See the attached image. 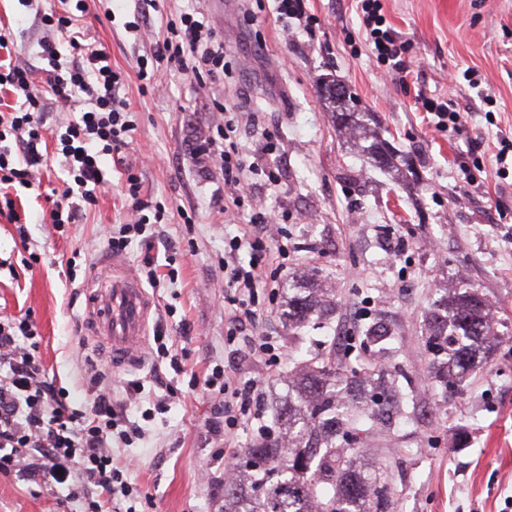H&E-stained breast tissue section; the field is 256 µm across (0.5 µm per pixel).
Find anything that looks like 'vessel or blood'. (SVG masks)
Here are the masks:
<instances>
[{"instance_id":"b4317fda","label":"vessel or blood","mask_w":512,"mask_h":512,"mask_svg":"<svg viewBox=\"0 0 512 512\" xmlns=\"http://www.w3.org/2000/svg\"><path fill=\"white\" fill-rule=\"evenodd\" d=\"M153 307L152 299L125 265L113 264L108 287L93 292L85 315L100 354L113 368H129L142 362L144 330Z\"/></svg>"}]
</instances>
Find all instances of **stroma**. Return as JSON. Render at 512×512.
I'll use <instances>...</instances> for the list:
<instances>
[{
  "instance_id": "35a3bbf8",
  "label": "stroma",
  "mask_w": 512,
  "mask_h": 512,
  "mask_svg": "<svg viewBox=\"0 0 512 512\" xmlns=\"http://www.w3.org/2000/svg\"><path fill=\"white\" fill-rule=\"evenodd\" d=\"M311 32L285 24L274 0H155L144 9L147 34L126 32L133 0L115 5L114 22L91 26L114 70L126 79L136 124L121 159L107 162L96 206L58 233L50 203L19 189L28 247L14 225L0 220V260L19 265L18 277L0 267V315L30 312L41 337L40 356L57 386L76 402L102 375L123 415L141 424L142 439L114 450L127 477L150 502L143 512H217L224 498L227 457L255 438L239 427L230 441L212 435V399L190 388L218 364L238 381L265 383L263 411L272 418L285 393L280 371L290 358L332 351L335 337L361 335L368 322L392 332L376 358L396 376L404 418H366L365 460L379 467L394 491L392 512H512V167L499 173L500 138L512 136V0H381L394 36L418 60L408 85L391 80L370 60L359 27L358 0H304ZM195 9L208 15L239 70L199 89L192 75L161 72L164 93L138 78L139 57H152L168 22ZM0 23L21 24L18 59L37 51L42 30L18 0H0ZM471 70L476 86L449 84ZM333 81L348 88L357 112L373 114L383 142L407 158L405 175L380 170L342 138L332 105L318 93ZM452 100L465 114L462 132H437L416 110V94ZM224 112H217L216 103ZM233 119L255 169L246 171L241 204L224 196L219 163L195 155L197 142ZM141 196L164 207L150 243L132 242L120 255L128 271L144 257L159 262L160 285L150 288L156 311L148 349L135 369L116 372L98 354L80 318L94 268L112 259L105 239L127 222L132 201L127 172ZM279 188H271L268 172ZM282 215L290 257L284 284L318 271L339 301L335 318L288 332L277 311L260 314L258 331L277 337L287 362L272 370L248 355L244 343L224 346V238L258 215ZM42 255L27 270L26 250ZM78 265L68 280V260ZM178 272L169 281L168 268ZM488 300L500 344L487 367L452 399L427 369L426 316L441 289L458 277ZM172 337L178 368L159 358L158 339ZM144 386L140 401L127 387ZM0 512H81L58 498L48 482L0 474Z\"/></svg>"
}]
</instances>
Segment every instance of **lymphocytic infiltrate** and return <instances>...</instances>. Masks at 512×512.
I'll use <instances>...</instances> for the list:
<instances>
[{
	"label": "lymphocytic infiltrate",
	"mask_w": 512,
	"mask_h": 512,
	"mask_svg": "<svg viewBox=\"0 0 512 512\" xmlns=\"http://www.w3.org/2000/svg\"><path fill=\"white\" fill-rule=\"evenodd\" d=\"M33 11L44 31L38 42V64H22L14 57L17 35L0 28V88L14 97L13 105L0 110V217L14 224L19 238H26L22 215L11 196L13 186L34 185L51 155L61 157L68 175L62 193L46 195L49 218L56 231L77 223L82 205H95L96 189L104 180L107 156L129 145L135 130L125 98V78L113 70L108 48L88 33L92 6L104 17L112 15V0H59V7H43V0H18ZM362 27L373 61L387 74L406 82L416 65L408 44L398 41L387 25L380 0H360ZM168 35L154 54L191 72L198 86L224 74V46L205 18L197 12L181 13L167 27ZM71 48L70 60H62L59 40ZM73 112L74 120L57 134L54 154L42 151L52 106ZM200 155H212L224 165V194L239 200L247 168L243 148L236 138H208L197 144ZM133 200L126 224L107 239L111 251L126 250L133 239L145 236L152 221L162 220V210H150L139 197L135 174L126 177ZM288 256L279 241L274 217L259 216L248 232L224 242L225 344L246 338L251 355L274 358L271 336L251 332L263 304H275L281 286L280 269L271 265L273 255ZM40 343L30 314L0 316V471L16 474L27 482L51 481L67 499L79 491L94 493L84 501L83 512H103L102 505L132 499L126 479L127 466L115 458L113 443H129L143 437V428L125 423L112 404L109 386L98 384L83 408H75L66 389L50 379L39 355ZM202 389L220 399L209 423L215 434L232 435L242 425H253L266 435L262 413L263 391L258 380L233 382L223 368L213 367Z\"/></svg>",
	"instance_id": "1"
}]
</instances>
